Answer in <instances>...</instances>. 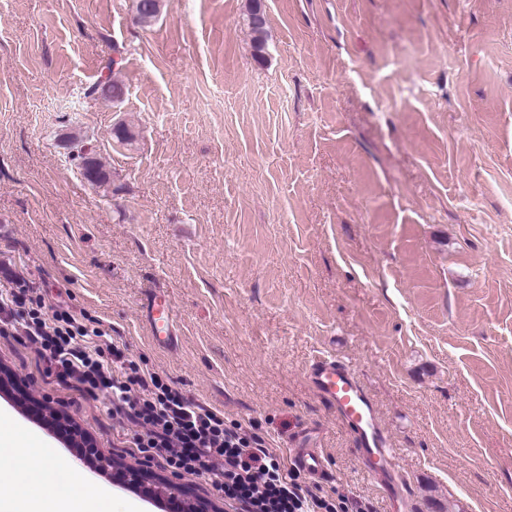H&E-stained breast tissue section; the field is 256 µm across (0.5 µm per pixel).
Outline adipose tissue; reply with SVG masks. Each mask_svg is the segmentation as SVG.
Returning <instances> with one entry per match:
<instances>
[{
  "label": "adipose tissue",
  "instance_id": "ef3b65f1",
  "mask_svg": "<svg viewBox=\"0 0 512 512\" xmlns=\"http://www.w3.org/2000/svg\"><path fill=\"white\" fill-rule=\"evenodd\" d=\"M11 421L0 415V512H112L102 491L78 482L71 467L56 460L37 467L33 489L22 498L12 490L16 459L27 454Z\"/></svg>",
  "mask_w": 512,
  "mask_h": 512
}]
</instances>
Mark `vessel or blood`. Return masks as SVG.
Listing matches in <instances>:
<instances>
[{
	"mask_svg": "<svg viewBox=\"0 0 512 512\" xmlns=\"http://www.w3.org/2000/svg\"><path fill=\"white\" fill-rule=\"evenodd\" d=\"M149 315L151 332L158 345L170 346L175 317L170 302H150ZM307 374L316 394L328 402L346 424L366 463L368 475L375 479L385 476L393 486L402 485L403 480L393 463L390 441L381 428L374 402L352 366L333 357L321 356L311 361ZM292 461L300 471L309 475L319 476L326 470L324 456L317 448L295 447Z\"/></svg>",
	"mask_w": 512,
	"mask_h": 512,
	"instance_id": "1",
	"label": "vessel or blood"
}]
</instances>
